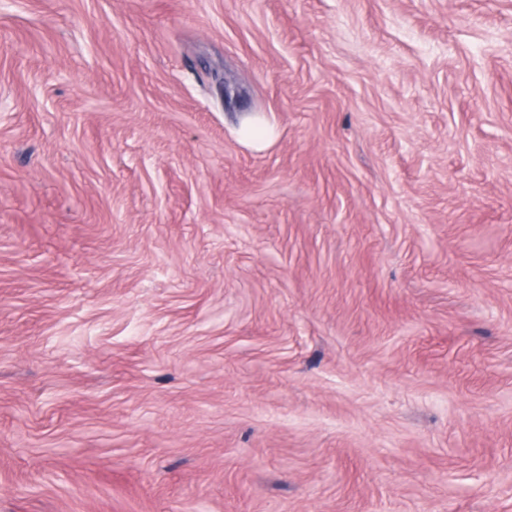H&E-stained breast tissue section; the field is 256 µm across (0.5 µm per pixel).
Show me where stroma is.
<instances>
[{"instance_id":"1","label":"stroma","mask_w":512,"mask_h":512,"mask_svg":"<svg viewBox=\"0 0 512 512\" xmlns=\"http://www.w3.org/2000/svg\"><path fill=\"white\" fill-rule=\"evenodd\" d=\"M0 512H512V0H0Z\"/></svg>"}]
</instances>
